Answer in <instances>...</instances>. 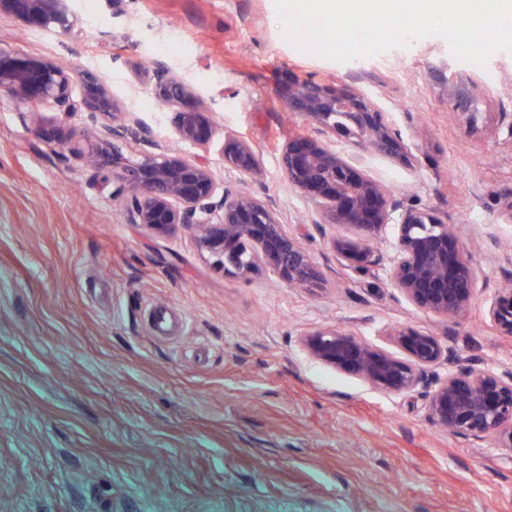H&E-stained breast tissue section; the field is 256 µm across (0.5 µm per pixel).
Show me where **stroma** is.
Segmentation results:
<instances>
[{
    "instance_id": "stroma-1",
    "label": "stroma",
    "mask_w": 512,
    "mask_h": 512,
    "mask_svg": "<svg viewBox=\"0 0 512 512\" xmlns=\"http://www.w3.org/2000/svg\"><path fill=\"white\" fill-rule=\"evenodd\" d=\"M71 34L0 14V44L103 75L155 140L173 116L147 70L164 58L200 85L220 135L249 142L265 175L231 179L273 202L319 266L322 287L261 271L224 275L190 231L131 223L112 176L71 153L103 116H60L0 95V512H512V456L432 424L429 386L402 395L315 364L301 334L336 327L388 346L411 326L459 363L512 367V337L486 301L512 285V50L479 66L440 36L341 64L298 48L275 0H75ZM333 79L374 98L418 164L361 147L365 174L397 201L452 224L477 267L468 313L419 311L382 272L339 265L330 243L356 230L307 221L281 145L308 122L278 93L285 74ZM472 91L450 112L445 83ZM56 127L62 142L41 131Z\"/></svg>"
}]
</instances>
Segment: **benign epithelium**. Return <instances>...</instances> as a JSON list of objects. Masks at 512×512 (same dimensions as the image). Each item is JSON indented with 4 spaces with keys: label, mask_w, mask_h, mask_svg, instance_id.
I'll return each mask as SVG.
<instances>
[{
    "label": "benign epithelium",
    "mask_w": 512,
    "mask_h": 512,
    "mask_svg": "<svg viewBox=\"0 0 512 512\" xmlns=\"http://www.w3.org/2000/svg\"><path fill=\"white\" fill-rule=\"evenodd\" d=\"M0 12L24 25L57 34L72 31V0H0ZM148 76L155 99L173 113L177 139L205 151L218 133L203 91L162 59L151 62ZM74 78L42 57L0 46V94L21 104L49 108L60 115L93 112L112 123L93 133L94 157L112 155V197L122 200L131 222L165 231L181 224L198 232L202 252L224 273L247 278L264 269L291 288H316L322 274L299 239L283 227L268 201L219 181L200 157H191L152 140L149 127L125 107L112 85L96 73ZM279 94L288 110L304 117L317 135L297 134L282 148V163L291 189L316 206L313 224L353 228L357 239L332 241L336 260L364 275L378 267L368 241L389 224L396 226L393 255L385 278L415 308L442 317L465 313L477 288L478 274L461 248L451 225L425 208L403 207L389 189L363 173L358 163L332 148L326 138L363 145L398 159L416 162L400 134L385 120L376 102L361 93L342 91L309 77H290ZM448 107L466 111L473 97L448 84ZM141 129L151 150L140 159H126L117 147L105 145ZM224 171L263 174L258 152L245 140L224 136ZM487 316L504 335L512 336V289L501 288L486 306ZM404 356L370 344L356 334L318 327L301 334V350L311 361L361 379L386 395L413 391L426 369L453 362L447 348L431 333L404 326L386 333ZM428 419L454 434L494 437L512 453V368L500 373L471 363L448 371L427 401Z\"/></svg>",
    "instance_id": "7a95c632"
}]
</instances>
